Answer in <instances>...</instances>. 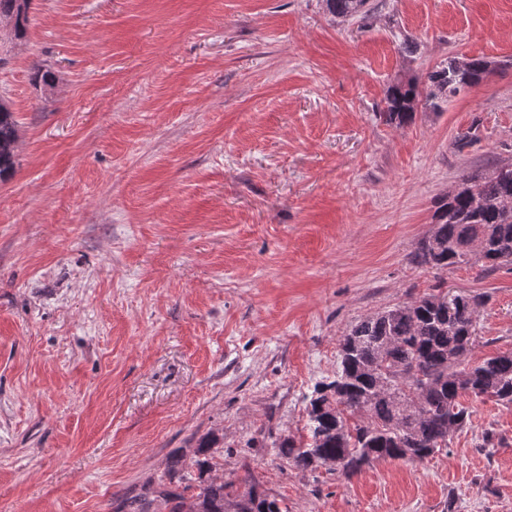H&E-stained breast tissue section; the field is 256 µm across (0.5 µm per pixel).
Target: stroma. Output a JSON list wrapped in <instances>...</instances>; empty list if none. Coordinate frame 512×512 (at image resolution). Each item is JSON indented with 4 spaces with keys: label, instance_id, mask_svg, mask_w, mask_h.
Instances as JSON below:
<instances>
[{
    "label": "stroma",
    "instance_id": "35a3bbf8",
    "mask_svg": "<svg viewBox=\"0 0 512 512\" xmlns=\"http://www.w3.org/2000/svg\"><path fill=\"white\" fill-rule=\"evenodd\" d=\"M451 56L495 69L386 122L388 87ZM0 99V512H116L206 437L212 475L288 512H512L491 399L421 462L277 453L340 337L437 282L486 297L474 359L512 351V265L411 262L463 175L512 162V0H32ZM328 12L337 18L359 16L367 12L368 0H326ZM17 126L13 112L0 103V180L10 176L16 165Z\"/></svg>",
    "mask_w": 512,
    "mask_h": 512
}]
</instances>
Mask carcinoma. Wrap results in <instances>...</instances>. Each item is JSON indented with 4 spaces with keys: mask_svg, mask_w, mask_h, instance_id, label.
Returning <instances> with one entry per match:
<instances>
[{
    "mask_svg": "<svg viewBox=\"0 0 512 512\" xmlns=\"http://www.w3.org/2000/svg\"><path fill=\"white\" fill-rule=\"evenodd\" d=\"M31 0H0V24L22 36ZM368 0H326L337 18L366 13ZM482 57H450L426 75L388 87L383 115L411 122L418 107L433 112L492 72ZM17 121L0 103V179L16 165ZM463 188L443 199L438 222L412 255L418 267L444 272L472 262L484 271L512 264V164L463 176ZM481 294L450 293L438 284L388 310L366 317L339 340L336 376L315 384L306 407L308 440L286 438L278 455L302 470L326 468L346 478L378 460L421 462L448 447L449 435L470 422L467 398L512 405V351L472 360ZM212 443L195 450L199 484L186 461L169 462L168 483L150 491L130 512H282L279 500L251 485L233 497V482L203 478Z\"/></svg>",
    "mask_w": 512,
    "mask_h": 512,
    "instance_id": "1",
    "label": "carcinoma"
}]
</instances>
